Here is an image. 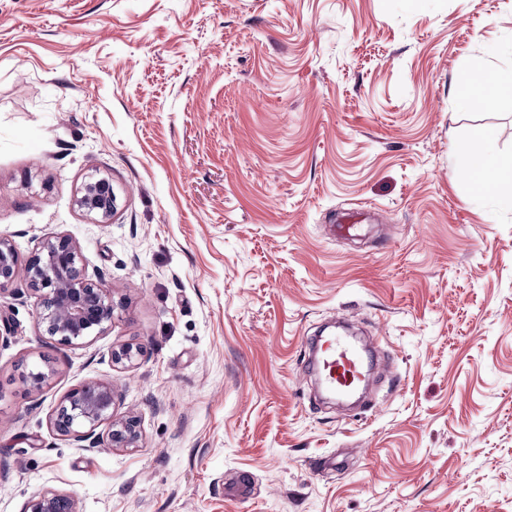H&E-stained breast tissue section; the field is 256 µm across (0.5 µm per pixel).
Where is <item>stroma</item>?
<instances>
[{
  "label": "stroma",
  "instance_id": "1",
  "mask_svg": "<svg viewBox=\"0 0 512 512\" xmlns=\"http://www.w3.org/2000/svg\"><path fill=\"white\" fill-rule=\"evenodd\" d=\"M476 68L512 77V0H0V236L69 235L115 304L62 346L0 294V512H512V212L465 163L512 155V96L459 106ZM339 317L389 352L360 414L304 364ZM88 381L136 447L54 431ZM115 201L109 182L99 179L85 185L81 195L76 199V205L79 209L96 215L99 223L107 224L112 217ZM23 512H80V510L75 496L56 490H47L31 499Z\"/></svg>",
  "mask_w": 512,
  "mask_h": 512
}]
</instances>
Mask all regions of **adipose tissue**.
<instances>
[{
	"mask_svg": "<svg viewBox=\"0 0 512 512\" xmlns=\"http://www.w3.org/2000/svg\"><path fill=\"white\" fill-rule=\"evenodd\" d=\"M512 88L511 79H490L486 74H472L462 78L457 97L462 106L479 105L490 108L498 100V90ZM466 163L477 184L493 183L497 188V204L512 211V156L497 153L490 132L475 135Z\"/></svg>",
	"mask_w": 512,
	"mask_h": 512,
	"instance_id": "ef3b65f1",
	"label": "adipose tissue"
}]
</instances>
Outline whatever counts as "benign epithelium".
Listing matches in <instances>:
<instances>
[{
	"label": "benign epithelium",
	"mask_w": 512,
	"mask_h": 512,
	"mask_svg": "<svg viewBox=\"0 0 512 512\" xmlns=\"http://www.w3.org/2000/svg\"><path fill=\"white\" fill-rule=\"evenodd\" d=\"M115 195L105 179L89 182L76 199L79 209L107 224L115 207ZM23 279L37 299L36 319L42 335L64 346L78 345L100 334L112 322V283L99 273L85 271L80 246L67 235L48 239L23 259L12 242L0 237V292ZM141 355L130 344L112 350V363L127 368ZM56 431L77 443L95 448L106 442L111 448H133L140 437L136 416L119 414L115 391L108 381H89L71 390L51 418ZM106 426V434L97 432ZM23 512H80L75 496L47 490L25 506Z\"/></svg>",
	"instance_id": "obj_1"
}]
</instances>
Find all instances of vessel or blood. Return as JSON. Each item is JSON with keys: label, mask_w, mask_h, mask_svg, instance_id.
<instances>
[{"label": "vessel or blood", "mask_w": 512, "mask_h": 512, "mask_svg": "<svg viewBox=\"0 0 512 512\" xmlns=\"http://www.w3.org/2000/svg\"><path fill=\"white\" fill-rule=\"evenodd\" d=\"M307 349L322 370L325 390L339 398L350 395L363 384L367 357L378 356L381 351L373 338L357 339L341 334L313 337Z\"/></svg>", "instance_id": "1"}]
</instances>
